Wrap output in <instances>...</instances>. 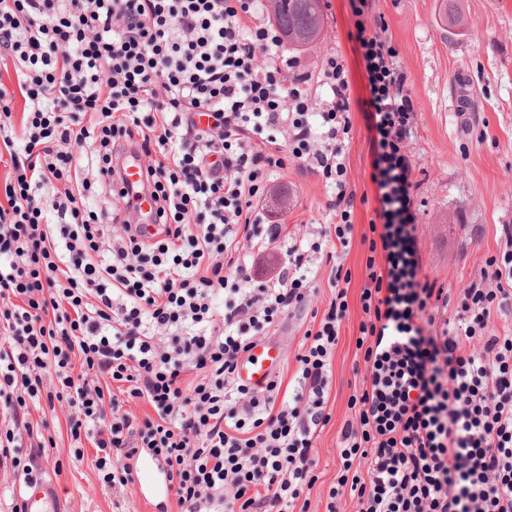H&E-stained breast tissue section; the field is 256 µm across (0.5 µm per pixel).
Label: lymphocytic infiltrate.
I'll list each match as a JSON object with an SVG mask.
<instances>
[{"instance_id":"1","label":"lymphocytic infiltrate","mask_w":512,"mask_h":512,"mask_svg":"<svg viewBox=\"0 0 512 512\" xmlns=\"http://www.w3.org/2000/svg\"><path fill=\"white\" fill-rule=\"evenodd\" d=\"M369 97L377 206L341 467L327 512H512V225L457 300L422 274L407 153L413 102L395 46L350 0ZM0 471L41 482L50 440L29 404L66 403L73 456L101 484L162 462L179 512H297L318 476L333 354L348 316L342 268L304 334L291 390L237 377L242 356L316 288L307 258L348 247L355 194L344 142L351 83L291 56L265 0H0ZM324 91L313 111L312 87ZM23 98L21 124L11 120ZM150 157L158 226L134 234L119 156ZM296 163L331 189L336 223L290 236L266 201ZM97 195L108 207L89 210ZM272 258L271 277L260 262ZM223 305H216V298ZM150 405L137 417L127 406Z\"/></svg>"}]
</instances>
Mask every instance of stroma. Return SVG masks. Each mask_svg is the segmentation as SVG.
<instances>
[{"label":"stroma","instance_id":"stroma-1","mask_svg":"<svg viewBox=\"0 0 512 512\" xmlns=\"http://www.w3.org/2000/svg\"><path fill=\"white\" fill-rule=\"evenodd\" d=\"M325 25L321 40L300 51L308 69L330 53L340 56L351 80L352 129L345 142L347 175L356 194L354 230L339 261L350 274V315L343 321L333 356L331 418L316 439L319 479L310 492L308 512H326L328 491L340 469L341 430L354 413L348 400L355 392L352 360L360 320L359 296L366 281V248L362 237L377 205L370 180V132L361 114L368 97L367 79L356 50L355 18L350 0H322ZM447 0H372L368 24L394 44L408 74L415 111V137L408 146L418 215L416 236L423 273L429 281L457 296L498 250L501 225L512 224V0H461L465 34L444 21ZM275 189L288 193L281 217L297 237H317L331 223L327 189L321 179L299 173L296 165L281 170ZM317 271V292L289 316L274 340L284 352L280 372L291 380L295 356L312 324L313 310L332 298L331 266L325 256L311 262ZM66 405L32 409V421H48L55 447L37 458L61 495L64 512H158L155 503L129 494L115 506L100 487L93 467L95 450L86 446L83 460H74L67 429Z\"/></svg>","mask_w":512,"mask_h":512}]
</instances>
